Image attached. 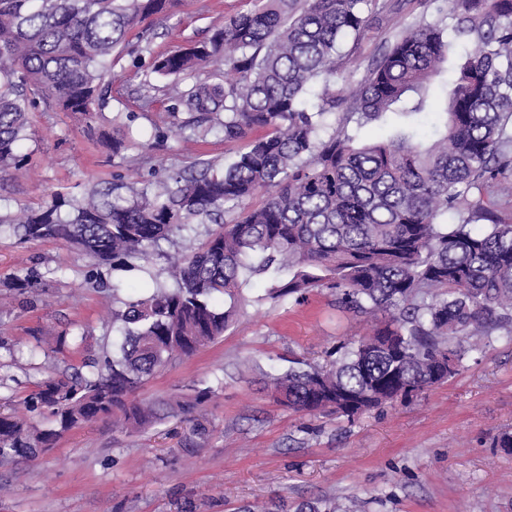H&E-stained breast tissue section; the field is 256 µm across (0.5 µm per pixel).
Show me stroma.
I'll return each mask as SVG.
<instances>
[{
	"mask_svg": "<svg viewBox=\"0 0 512 512\" xmlns=\"http://www.w3.org/2000/svg\"><path fill=\"white\" fill-rule=\"evenodd\" d=\"M252 0H175L157 23L154 47L174 49L209 36ZM143 69L126 53L112 81V109H134ZM160 128L163 142L143 149L141 133ZM112 124L97 114L34 112L24 151L27 177L0 179V215L35 209L54 193L82 196L133 170L167 174L196 157L224 161L233 146L186 142L163 107L138 115L112 153ZM150 273L97 271L56 241L22 243L0 235V399L22 401L47 375L81 366L112 341V287L123 295L151 287ZM30 277L32 288L13 289ZM262 289L224 335L194 356L150 377L136 396L188 399L216 385L191 420L131 436L95 419L65 434L49 453L0 465V512H253L270 500L285 512L332 504L338 512H512V453L493 447L512 432V334L483 339L481 353L457 375L409 403L346 419L296 413L259 382L260 369H287L289 358L323 359L325 351L368 331L363 317L337 308L325 290L272 306ZM80 345L56 346L63 330ZM207 432L197 435L194 423Z\"/></svg>",
	"mask_w": 512,
	"mask_h": 512,
	"instance_id": "1",
	"label": "stroma"
}]
</instances>
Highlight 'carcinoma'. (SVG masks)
Returning <instances> with one entry per match:
<instances>
[{
    "label": "carcinoma",
    "mask_w": 512,
    "mask_h": 512,
    "mask_svg": "<svg viewBox=\"0 0 512 512\" xmlns=\"http://www.w3.org/2000/svg\"><path fill=\"white\" fill-rule=\"evenodd\" d=\"M173 2L0 0V176L28 166L30 113L109 107L105 78L132 35L150 59L140 110L160 101L154 80L173 76L184 85L166 112L186 114L187 139L244 143L222 164L117 176L79 200L56 193L0 217L22 243L59 241L114 271L160 258L168 280L112 312L116 350L92 371L48 376L23 407L0 410L1 463L45 453L93 419L138 431L202 408L214 387L174 404L132 395L223 336L254 281L274 304L326 288L376 320L324 365L263 373L294 412L352 419L412 400L456 375L482 339L512 333V0H422L438 17L386 27L360 76L350 64L366 33L407 0H254L206 39L158 54L144 22ZM338 79L355 84L349 96ZM438 89L443 127L362 140L388 114L431 113ZM449 213L453 223L440 221ZM206 222L218 229L200 240Z\"/></svg>",
    "instance_id": "carcinoma-1"
}]
</instances>
